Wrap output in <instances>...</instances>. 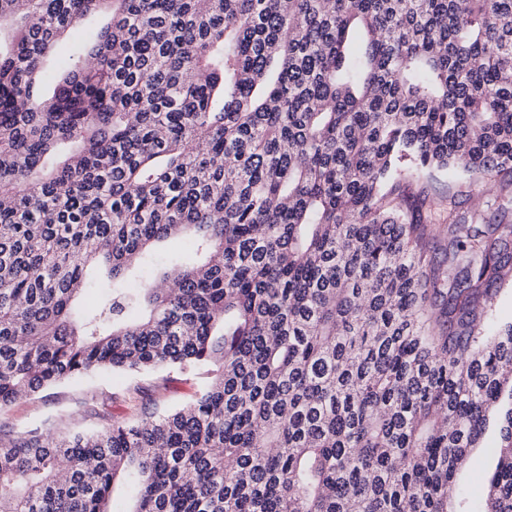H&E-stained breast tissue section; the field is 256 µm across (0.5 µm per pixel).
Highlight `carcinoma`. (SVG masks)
I'll return each mask as SVG.
<instances>
[{"mask_svg":"<svg viewBox=\"0 0 512 512\" xmlns=\"http://www.w3.org/2000/svg\"><path fill=\"white\" fill-rule=\"evenodd\" d=\"M436 173L512 189V0H0V408L218 366L182 408L0 430V512H463L491 427L478 512H512V224L427 223ZM499 442L497 431L489 429L484 436L481 448L472 450L466 466L457 476V483L465 492L468 508L477 506L485 493L486 476L492 464L485 448H493Z\"/></svg>","mask_w":512,"mask_h":512,"instance_id":"cac0c4a2","label":"carcinoma"}]
</instances>
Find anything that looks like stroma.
<instances>
[{"mask_svg":"<svg viewBox=\"0 0 512 512\" xmlns=\"http://www.w3.org/2000/svg\"><path fill=\"white\" fill-rule=\"evenodd\" d=\"M212 375L209 367L192 374L95 371L0 409V428L16 433L35 428L56 433L92 432L112 419L131 416L142 408L162 412L185 406ZM498 443L497 431L488 430L481 447L472 450L457 476L468 507L477 506L485 493L486 476L492 464L487 451Z\"/></svg>","mask_w":512,"mask_h":512,"instance_id":"1","label":"stroma"}]
</instances>
